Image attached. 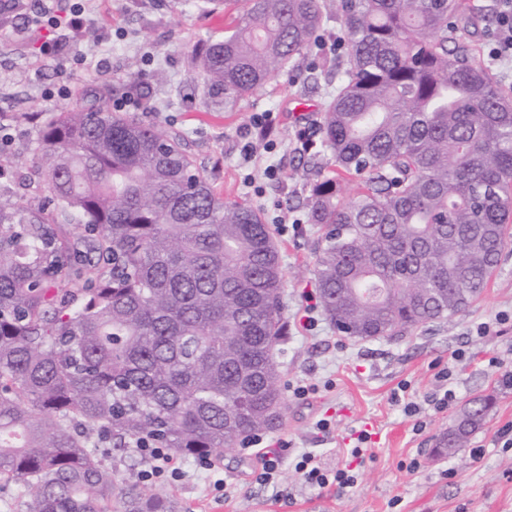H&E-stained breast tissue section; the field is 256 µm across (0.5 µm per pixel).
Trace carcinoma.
Returning a JSON list of instances; mask_svg holds the SVG:
<instances>
[{"label": "carcinoma", "mask_w": 512, "mask_h": 512, "mask_svg": "<svg viewBox=\"0 0 512 512\" xmlns=\"http://www.w3.org/2000/svg\"><path fill=\"white\" fill-rule=\"evenodd\" d=\"M332 3L224 0V37L194 49L203 105L236 111L340 23L346 58L305 76L336 83L306 147L313 273L337 332L404 336L464 311L512 237V84L473 54L463 0ZM31 176L45 201L0 192V480L26 489V512H175L118 492L102 449L218 459L280 426L274 235L177 139L104 106L41 126ZM492 404L473 399L438 452Z\"/></svg>", "instance_id": "1"}]
</instances>
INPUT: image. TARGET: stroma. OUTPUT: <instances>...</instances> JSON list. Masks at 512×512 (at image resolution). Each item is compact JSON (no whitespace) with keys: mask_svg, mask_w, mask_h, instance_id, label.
I'll return each mask as SVG.
<instances>
[{"mask_svg":"<svg viewBox=\"0 0 512 512\" xmlns=\"http://www.w3.org/2000/svg\"><path fill=\"white\" fill-rule=\"evenodd\" d=\"M34 0H0V125L11 141L0 150V165L27 167L33 161L37 126L31 113L50 118L72 104L91 109L133 98L134 118L177 136L217 192L258 207L279 247L287 286L283 295L288 336L276 355L287 410L279 429L266 433L270 447L287 445L278 483L252 482L254 461L238 448L225 450L218 472L194 458H179L180 479L164 478L151 493L172 500L176 512H512V447L499 430L512 424V242L483 294L447 321L427 324L396 339L341 336L325 315L313 274L319 232L308 224L302 200L312 177L297 129L317 132L327 98L305 91L290 76L272 78L249 95L237 111L203 106L194 44L223 37L229 19L223 7L200 9L195 0H93L83 26L67 31L60 53L41 52L54 29L28 21ZM77 56L92 68L77 67ZM139 75H131V62ZM274 112L273 143L254 137L255 153L243 162L244 134L261 112ZM278 175L269 178L268 166ZM486 333H479L480 325ZM450 373L456 402L438 412L426 402L436 392V374ZM314 391L296 399L291 384ZM419 402L406 414L393 399L399 387ZM494 396L484 425L454 456L435 457L436 440L470 401ZM329 422L320 432L318 420ZM368 430L357 483L344 495L308 487L295 469L304 452L324 468L345 464L359 430ZM482 449L473 458L472 449ZM227 480L229 498L212 493Z\"/></svg>","mask_w":512,"mask_h":512,"instance_id":"1","label":"stroma"}]
</instances>
